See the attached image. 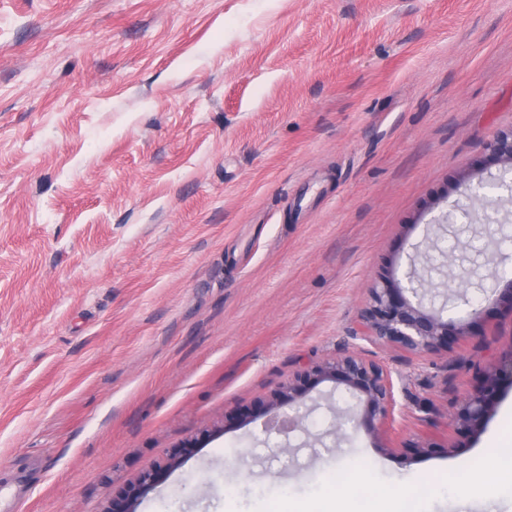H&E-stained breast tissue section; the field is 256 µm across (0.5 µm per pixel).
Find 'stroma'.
Returning a JSON list of instances; mask_svg holds the SVG:
<instances>
[{
	"label": "stroma",
	"mask_w": 512,
	"mask_h": 512,
	"mask_svg": "<svg viewBox=\"0 0 512 512\" xmlns=\"http://www.w3.org/2000/svg\"><path fill=\"white\" fill-rule=\"evenodd\" d=\"M511 128L512 0H0V512H102L205 430L135 512H260L282 482L296 512L348 459L377 503L512 512L431 483L512 401L450 424L475 365L512 352L486 301L512 195L459 210ZM431 256L451 274L427 296L482 311L468 336L353 338L383 268ZM345 353L390 375L385 426L337 433L353 398L329 380L266 431L261 400Z\"/></svg>",
	"instance_id": "stroma-1"
}]
</instances>
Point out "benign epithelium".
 Segmentation results:
<instances>
[{
    "instance_id": "benign-epithelium-1",
    "label": "benign epithelium",
    "mask_w": 512,
    "mask_h": 512,
    "mask_svg": "<svg viewBox=\"0 0 512 512\" xmlns=\"http://www.w3.org/2000/svg\"><path fill=\"white\" fill-rule=\"evenodd\" d=\"M481 165L500 172L512 168V129L500 132L487 144ZM414 280V274L410 273L404 283L395 275L393 267L385 268L369 290L353 338L377 339L417 352L446 347L448 337L464 335L463 328L454 319L443 316L433 304L424 302V297L412 286ZM491 292L496 303L512 308V277H495ZM326 380L344 383L356 398L355 404L337 414L338 427L349 426L355 431L362 427L374 429L386 424L393 415L396 401L389 375L375 362L352 353L315 364L274 391L260 407L271 422L268 430L275 429L272 421L279 418L280 408L299 405L314 385ZM505 380L512 381V352L476 370L475 385L462 399L454 416L459 433L468 436L482 428ZM196 447L197 442L191 441L177 449L165 469L180 465ZM163 470L142 473L136 483L112 495L104 512H135L136 502L162 480Z\"/></svg>"
}]
</instances>
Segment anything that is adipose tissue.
Returning <instances> with one entry per match:
<instances>
[{"label": "adipose tissue", "instance_id": "obj_1", "mask_svg": "<svg viewBox=\"0 0 512 512\" xmlns=\"http://www.w3.org/2000/svg\"><path fill=\"white\" fill-rule=\"evenodd\" d=\"M468 472L471 482L499 492L512 490V404L504 408L488 445L476 462L469 464ZM363 480L361 465L356 461L324 473L316 491L321 500L320 512H331L338 490Z\"/></svg>", "mask_w": 512, "mask_h": 512}]
</instances>
